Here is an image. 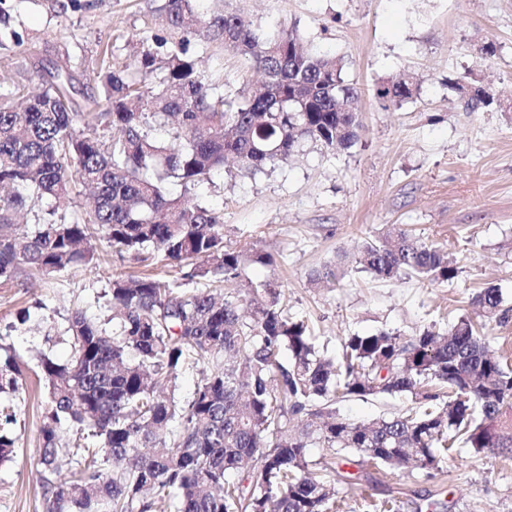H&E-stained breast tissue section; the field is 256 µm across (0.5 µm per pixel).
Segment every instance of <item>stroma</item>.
Returning a JSON list of instances; mask_svg holds the SVG:
<instances>
[{
    "label": "stroma",
    "instance_id": "1",
    "mask_svg": "<svg viewBox=\"0 0 512 512\" xmlns=\"http://www.w3.org/2000/svg\"><path fill=\"white\" fill-rule=\"evenodd\" d=\"M161 0H14L0 29V84L34 91L37 66L83 70L75 98H100L96 73L133 70L135 40L179 41L163 19ZM205 15L246 14L264 31L296 30L305 45L341 58L346 80L361 90L356 143L330 151L300 140L288 161L245 175L225 168L200 202L224 212V243L254 244L277 264L247 265L238 287L273 280L290 316H309L329 353L353 333L410 336L445 326L481 289L495 286L512 309V112L465 109L451 84L472 77L512 102V0H200ZM496 57L483 60L480 43ZM189 53L233 96L248 95L257 72L221 43H190ZM416 74L419 96L394 109L373 95L375 83L398 71ZM424 242L447 245L458 277L449 283L403 277L380 282L362 272L358 248L392 226ZM333 271V288L313 287L312 274ZM150 273L175 280L165 262L108 254L96 266L76 265L35 282L0 284V361L13 357L21 387L13 398V456L0 463V512H44L38 475L39 428L46 391L41 356H69L74 310L96 322L111 312L105 294L113 275ZM343 512H512V459L463 449L441 473H377L358 453L340 464Z\"/></svg>",
    "mask_w": 512,
    "mask_h": 512
}]
</instances>
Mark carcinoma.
<instances>
[{"label": "carcinoma", "mask_w": 512, "mask_h": 512, "mask_svg": "<svg viewBox=\"0 0 512 512\" xmlns=\"http://www.w3.org/2000/svg\"><path fill=\"white\" fill-rule=\"evenodd\" d=\"M196 0H163L170 28L203 44L220 41L249 60L259 87L242 101L224 95L188 54V40H139L131 74L99 72L106 111L85 112L71 96L70 67L42 80L24 108L18 90L0 88V283L35 280L73 265L95 266L89 239L116 253L158 255L199 286L155 275L112 278V330L76 311L70 354L40 360L48 387L40 427L45 512H336V456L354 450L380 469L440 471L459 447L512 458V360L491 348L486 326L502 322L493 286L446 331L431 325L404 337L354 333L341 361L325 355L305 317H290L276 282H248L246 263L275 258L224 246V213L196 196L228 159L246 173L282 162L299 139L348 149L360 126L359 89L342 61L301 46L293 30L263 32L240 13L204 16ZM471 110L496 106L476 80L454 84ZM419 93L400 71L374 86L384 107ZM170 125L172 140L152 135ZM117 133L101 138L98 130ZM177 180L182 193L164 191ZM89 192L72 219L67 210ZM54 219L19 223L43 202ZM356 263L376 280L401 276L447 283L459 267L448 251L400 229L365 242ZM197 371L190 397L176 396L183 372ZM20 368L0 364V394L19 390ZM411 397V405L354 423L336 401ZM14 405L0 402V461L15 440ZM76 428L63 444L60 428ZM332 462L313 470L312 444ZM76 472L62 473L60 457ZM246 472L250 480H230Z\"/></svg>", "instance_id": "obj_1"}]
</instances>
